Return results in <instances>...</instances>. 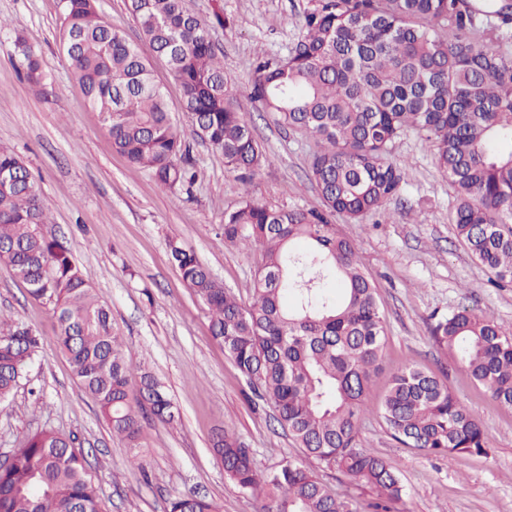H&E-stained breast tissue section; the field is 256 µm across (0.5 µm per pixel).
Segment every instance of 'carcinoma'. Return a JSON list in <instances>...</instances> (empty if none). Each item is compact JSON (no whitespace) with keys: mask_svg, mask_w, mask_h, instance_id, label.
Wrapping results in <instances>:
<instances>
[{"mask_svg":"<svg viewBox=\"0 0 512 512\" xmlns=\"http://www.w3.org/2000/svg\"><path fill=\"white\" fill-rule=\"evenodd\" d=\"M143 39L181 87L194 134L219 150L231 171L255 172L267 156L224 74L210 24L186 0H129ZM63 44L85 101L99 113L112 148L147 169L163 190L190 191L197 172L171 118L152 62L99 13L95 0H64ZM486 26L508 33L503 0H312L300 39L284 57L258 60L249 99L312 137L311 177L321 207L274 209L241 188L224 212V243L256 251L250 304L241 303L176 241L170 257L209 308L212 333L252 393L277 412L307 458L372 489L375 508L402 499L395 468L359 441L358 422L386 341L377 287L355 243L333 224L384 212L405 173L389 155L414 131L432 148L455 192L452 223L470 254L512 285V58L479 43ZM20 73L45 75L22 48ZM0 261L52 306L57 340L72 372L112 433L136 449L141 417L176 418L162 383L112 326L70 249L37 229L49 207L14 152L0 148ZM471 378L512 407V328L460 307L432 328ZM31 328L0 313V399L23 380L38 351ZM377 414L403 447L427 455L483 456L490 438L448 386L423 368L395 375ZM224 473L245 492L269 489V512H359L300 459L262 476L230 430L213 438ZM0 512H102L98 490L71 437L51 426L27 435L0 471ZM168 512H219L202 497L174 496Z\"/></svg>","mask_w":512,"mask_h":512,"instance_id":"carcinoma-1","label":"carcinoma"}]
</instances>
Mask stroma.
<instances>
[{
  "instance_id": "stroma-1",
  "label": "stroma",
  "mask_w": 512,
  "mask_h": 512,
  "mask_svg": "<svg viewBox=\"0 0 512 512\" xmlns=\"http://www.w3.org/2000/svg\"><path fill=\"white\" fill-rule=\"evenodd\" d=\"M188 4L203 20L217 9L228 19L212 28V39L268 157L246 182L250 197L276 209L320 206L309 169L313 139L248 100L254 61L287 55L310 0ZM97 7L142 56L153 58L128 0H98ZM0 18L7 22L0 31V147L22 159L48 205L43 233L67 243L86 281L111 308L114 328L163 383L180 415L173 424L144 416L135 450L114 436L60 349L50 305L30 297L0 262V313L40 339L26 378L0 399V455L49 425L73 437L85 454L105 512H167L175 495L207 497L221 512H267L270 494L242 491L228 479L212 438L232 430L261 470L275 469L300 450L214 339L207 306L185 285L169 252L170 240L180 241L225 288L250 300L257 255L226 245L220 230L225 211L238 200L230 188L234 172L220 152L196 138L188 115L178 109V82L155 60V76L199 171L192 194L160 190L148 170L113 150L99 113L87 106L61 48V0H0ZM19 37L39 56L43 85L22 78ZM390 159L404 169L406 184L386 204L385 216L359 223L334 219L354 240L385 316L382 370L369 403L378 406L404 368H425L478 417L490 444L483 457L429 456L400 446L373 414L361 422V444L399 469L405 491L397 512H512V408L494 403L431 334L437 319L462 306L512 325V286L495 285L493 274L458 239L451 222L454 190L429 145L406 133Z\"/></svg>"
}]
</instances>
